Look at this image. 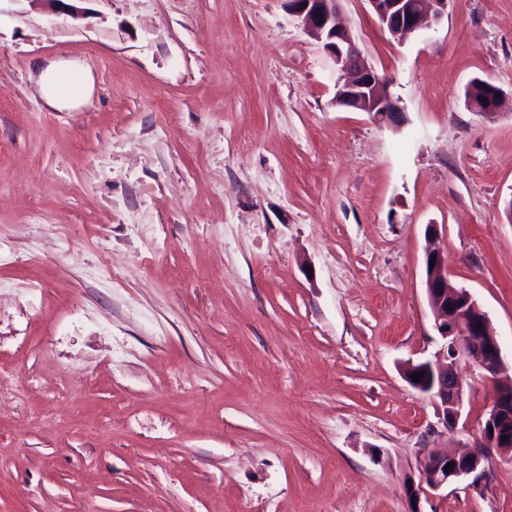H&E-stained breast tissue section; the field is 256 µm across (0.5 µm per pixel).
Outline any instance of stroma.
<instances>
[{
	"label": "stroma",
	"mask_w": 512,
	"mask_h": 512,
	"mask_svg": "<svg viewBox=\"0 0 512 512\" xmlns=\"http://www.w3.org/2000/svg\"><path fill=\"white\" fill-rule=\"evenodd\" d=\"M399 125L335 105L285 0H0V512H410L438 427L404 362L453 285L512 363V0H448L405 41L343 0ZM95 79L68 112L46 63ZM499 87L497 119L472 79ZM421 512H512V458ZM39 86L46 103L59 110H77L91 97V72L78 60L47 64L40 72Z\"/></svg>",
	"instance_id": "stroma-1"
}]
</instances>
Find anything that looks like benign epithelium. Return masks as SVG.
<instances>
[{
	"label": "benign epithelium",
	"instance_id": "obj_1",
	"mask_svg": "<svg viewBox=\"0 0 512 512\" xmlns=\"http://www.w3.org/2000/svg\"><path fill=\"white\" fill-rule=\"evenodd\" d=\"M341 0H286L288 13L303 30L317 40L333 61L340 76L335 102L366 112L379 122L396 125L402 109L389 91L387 80L363 58L340 9ZM380 25L395 37H407L433 28L442 20L448 0H367ZM435 265H430V261ZM425 288L434 328L444 340L435 360L403 364V374L414 388L435 401L442 426L450 431L465 429L464 406L468 390L457 374L462 361H473L478 377L493 385L490 409L479 424V435L452 452L431 450L418 464V480H409V497L420 499L444 486L470 480L479 486L486 477L491 452L512 453V374L509 373L486 311L471 294L450 285L448 256L439 247L426 250ZM424 373L425 383L412 375ZM507 440H502V437ZM453 464L445 471L447 464Z\"/></svg>",
	"mask_w": 512,
	"mask_h": 512
}]
</instances>
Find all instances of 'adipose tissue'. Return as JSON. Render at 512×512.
Returning a JSON list of instances; mask_svg holds the SVG:
<instances>
[{"instance_id": "1", "label": "adipose tissue", "mask_w": 512, "mask_h": 512, "mask_svg": "<svg viewBox=\"0 0 512 512\" xmlns=\"http://www.w3.org/2000/svg\"><path fill=\"white\" fill-rule=\"evenodd\" d=\"M39 86L46 103L59 110H76L91 97L94 81L91 72L76 60L47 64L40 72Z\"/></svg>"}]
</instances>
